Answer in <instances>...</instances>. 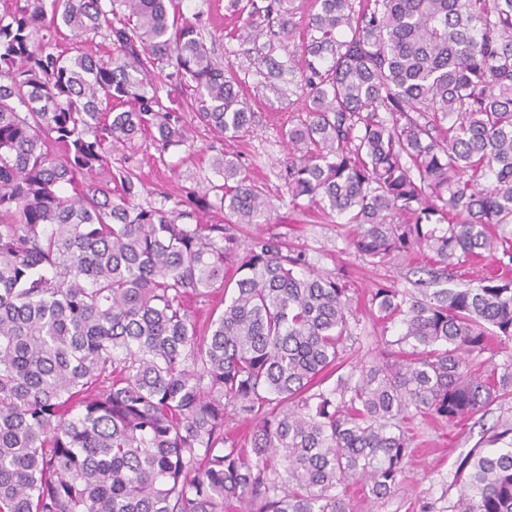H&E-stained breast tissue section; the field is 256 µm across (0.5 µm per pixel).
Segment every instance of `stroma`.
Masks as SVG:
<instances>
[{
	"instance_id": "stroma-1",
	"label": "stroma",
	"mask_w": 512,
	"mask_h": 512,
	"mask_svg": "<svg viewBox=\"0 0 512 512\" xmlns=\"http://www.w3.org/2000/svg\"><path fill=\"white\" fill-rule=\"evenodd\" d=\"M225 0H187V12L204 28L207 44L225 67L233 69L246 84L256 81L255 59L261 44L245 43L232 38L222 14ZM171 99L190 130L192 146H177L167 152L157 150L153 140L145 137L129 147L112 151V165L135 172L143 184L138 198L143 205L172 208L175 201L203 191L218 176L211 167L216 151L232 155L249 175L266 191L270 219L268 223L234 226L241 245H248L257 235L279 236L298 249H306L318 268L343 274L355 291L353 305L360 323L352 346L355 357L366 362L381 360L385 341L394 339L396 329L382 330L372 318L370 292L382 281L406 288L413 276L409 260L398 258L388 266L375 267L363 261L349 239L348 226L332 222L320 211L292 205L284 180V161L288 143L282 125L288 117L301 114L304 108L299 89L291 83L277 82L263 98L251 102L254 121L239 138L218 139L197 122L186 91L172 88ZM412 454L404 480L384 499L363 498L358 484L346 489L349 512H451L460 494L463 476L459 466L470 449L482 446L492 434L512 427V398L493 404L489 411L474 415L460 424L426 417L411 423Z\"/></svg>"
}]
</instances>
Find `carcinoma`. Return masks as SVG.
Returning <instances> with one entry per match:
<instances>
[{
    "mask_svg": "<svg viewBox=\"0 0 512 512\" xmlns=\"http://www.w3.org/2000/svg\"><path fill=\"white\" fill-rule=\"evenodd\" d=\"M314 4L253 89L288 74L304 98L293 204L346 219L374 265L430 253L420 287L372 291L402 326L379 365L349 360L338 277L275 237L237 265V238L197 220L267 221L235 159L213 156L222 182L183 209L138 203L112 168L154 130L162 152L187 142L151 79L166 67L210 131L254 121L185 0H0V512H347L346 483L384 498L404 477L409 415L462 421L512 387V363L471 367L512 343V0ZM233 9L240 40L293 26V0ZM474 261L499 273L446 287ZM231 414L253 423L244 443ZM460 467L457 512H512L511 428Z\"/></svg>",
    "mask_w": 512,
    "mask_h": 512,
    "instance_id": "cac0c4a2",
    "label": "carcinoma"
}]
</instances>
